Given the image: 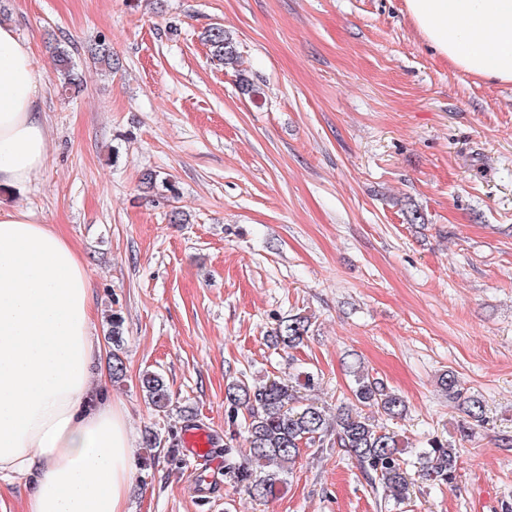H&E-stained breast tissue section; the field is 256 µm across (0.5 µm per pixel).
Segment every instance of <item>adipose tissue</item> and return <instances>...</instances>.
<instances>
[{
	"label": "adipose tissue",
	"mask_w": 512,
	"mask_h": 512,
	"mask_svg": "<svg viewBox=\"0 0 512 512\" xmlns=\"http://www.w3.org/2000/svg\"><path fill=\"white\" fill-rule=\"evenodd\" d=\"M424 42L457 68L512 82V0H405ZM45 73L0 22V185L31 184L49 153ZM74 247L32 213L0 209V480H30L23 512H126L135 438L93 393L100 343Z\"/></svg>",
	"instance_id": "adipose-tissue-1"
}]
</instances>
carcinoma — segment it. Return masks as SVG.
<instances>
[{
    "mask_svg": "<svg viewBox=\"0 0 512 512\" xmlns=\"http://www.w3.org/2000/svg\"><path fill=\"white\" fill-rule=\"evenodd\" d=\"M203 40L213 58L224 65L238 62L236 48L222 27L205 30ZM94 63L110 71L114 65L112 48L98 41L88 48ZM56 71L59 74L60 91L74 96L81 90L80 79L71 68L68 50L59 46L55 54ZM122 317L114 312L109 326L112 340V380H119L124 373V362L118 351L122 345ZM309 320L305 316L290 315L282 318L273 330L271 340L278 346L293 348L301 344L309 333ZM354 385L348 404L336 409V415L328 417L324 408L303 402L300 390L315 386L314 374L299 366L292 374V382L267 379L260 382L236 381L225 391L228 417L233 420L243 409L248 414L244 433L248 456L264 468L256 474L247 464L237 461L240 450L224 445V480L245 488L255 500L274 496L285 477L291 473L300 448L323 445L328 433H336V445L354 457L362 472L372 481H379L385 497L400 503L408 496L409 473L407 466H416L418 478L434 484H450L456 478L459 449L448 441L434 440L429 447L416 455L410 463L404 458L403 448L397 435L387 427L376 423V416L398 418L406 411L404 400L387 389L378 379L361 369L353 370ZM440 391L448 401L460 407L466 419L462 432H467L484 421V401L469 393L452 370L438 378ZM142 388L149 404L158 412H167L170 393L162 376L153 371L142 376Z\"/></svg>",
    "mask_w": 512,
    "mask_h": 512,
    "instance_id": "carcinoma-1",
    "label": "carcinoma"
}]
</instances>
